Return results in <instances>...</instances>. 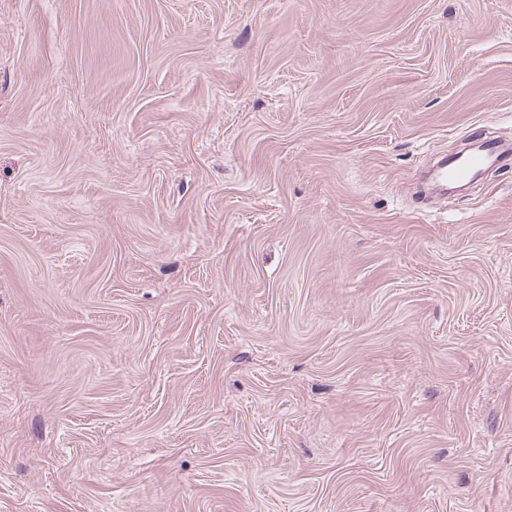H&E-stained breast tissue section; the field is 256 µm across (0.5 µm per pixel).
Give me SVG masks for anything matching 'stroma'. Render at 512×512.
Returning <instances> with one entry per match:
<instances>
[{
    "label": "stroma",
    "instance_id": "stroma-1",
    "mask_svg": "<svg viewBox=\"0 0 512 512\" xmlns=\"http://www.w3.org/2000/svg\"><path fill=\"white\" fill-rule=\"evenodd\" d=\"M512 0H0V512H512ZM499 156L500 153L495 145L482 143L462 159L444 161L434 175L433 185L439 192L445 194L448 185H455L471 178L476 171L495 162Z\"/></svg>",
    "mask_w": 512,
    "mask_h": 512
}]
</instances>
